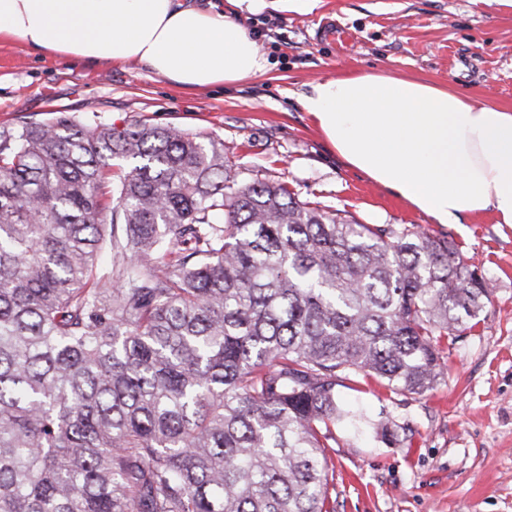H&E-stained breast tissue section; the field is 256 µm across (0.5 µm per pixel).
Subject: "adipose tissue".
Wrapping results in <instances>:
<instances>
[{
	"mask_svg": "<svg viewBox=\"0 0 512 512\" xmlns=\"http://www.w3.org/2000/svg\"><path fill=\"white\" fill-rule=\"evenodd\" d=\"M0 0V38L41 56L90 64L129 60L188 89L265 74L245 24L309 13L320 0ZM336 153L435 223L493 213L512 224V109L429 82L383 73L317 81L302 97Z\"/></svg>",
	"mask_w": 512,
	"mask_h": 512,
	"instance_id": "1",
	"label": "adipose tissue"
}]
</instances>
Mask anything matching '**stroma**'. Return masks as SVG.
<instances>
[{"label":"stroma","mask_w":512,"mask_h":512,"mask_svg":"<svg viewBox=\"0 0 512 512\" xmlns=\"http://www.w3.org/2000/svg\"><path fill=\"white\" fill-rule=\"evenodd\" d=\"M271 67L191 92L136 62L89 65L0 42V130L65 114L94 125L174 126L222 142L238 183L286 182L298 200L362 224L446 234L492 294L470 330L442 339L445 375L423 394L373 378L337 387L367 418L399 425L387 445L337 425L331 512H512V224L492 213L436 224L336 154L302 105L322 77L383 72L512 108V9L472 0H323L306 14L247 22Z\"/></svg>","instance_id":"stroma-1"}]
</instances>
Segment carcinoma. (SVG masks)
I'll list each match as a JSON object with an SVG mask.
<instances>
[{"mask_svg":"<svg viewBox=\"0 0 512 512\" xmlns=\"http://www.w3.org/2000/svg\"><path fill=\"white\" fill-rule=\"evenodd\" d=\"M490 292L176 127L0 131V512H327L336 387L433 389Z\"/></svg>","mask_w":512,"mask_h":512,"instance_id":"1","label":"carcinoma"}]
</instances>
